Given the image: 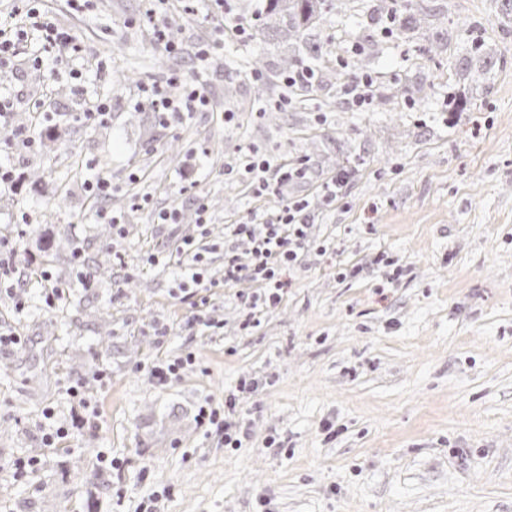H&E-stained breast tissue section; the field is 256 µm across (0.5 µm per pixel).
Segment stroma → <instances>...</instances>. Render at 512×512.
Returning <instances> with one entry per match:
<instances>
[{
	"label": "stroma",
	"mask_w": 512,
	"mask_h": 512,
	"mask_svg": "<svg viewBox=\"0 0 512 512\" xmlns=\"http://www.w3.org/2000/svg\"><path fill=\"white\" fill-rule=\"evenodd\" d=\"M376 5L351 0L321 32L335 57L355 44L369 54L380 89H409L362 111L332 86L283 93L288 40L254 30L210 59V111L159 124L133 95L191 73L213 38L177 0L158 24L180 54H163L154 25L138 24L142 0L78 10L54 0L50 21L86 50L82 77H70L77 62L64 51L55 72L33 67L26 45L0 70L11 98L0 143L30 126L36 103L53 115L95 95L112 103L107 123L67 120L65 144L12 156L21 172L44 176L0 194L11 268L52 274L66 311L57 317L32 287L21 290L23 311L0 298V325L22 334L0 349V460L42 463L32 478L0 475V512H512V17L500 0H423L425 36L407 44L382 34ZM475 42L491 64L473 62L461 77L454 65ZM257 57L269 66L260 85L250 80ZM247 144L288 164L307 160L308 178L282 193L307 204L316 245L252 324L257 290L225 286L220 248L208 256L213 286L201 310L177 288L180 266L144 263L198 239L196 196L219 244L225 225L273 209L225 171ZM348 167L342 199L325 205L322 183ZM102 171L118 186L102 208L125 224V259L88 286L75 249L102 259L113 244L86 190ZM171 207L179 223H157ZM157 322L168 335H152ZM189 353L196 361L177 379L151 375L152 363ZM99 367L107 386L93 379ZM244 379L257 383L235 414L248 437L227 448L198 426L197 409L223 403ZM68 385L98 399L99 424L45 447L38 418L66 407ZM102 451L113 471H103Z\"/></svg>",
	"instance_id": "stroma-1"
}]
</instances>
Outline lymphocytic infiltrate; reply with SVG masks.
<instances>
[{
    "instance_id": "f902f5d3",
    "label": "lymphocytic infiltrate",
    "mask_w": 512,
    "mask_h": 512,
    "mask_svg": "<svg viewBox=\"0 0 512 512\" xmlns=\"http://www.w3.org/2000/svg\"><path fill=\"white\" fill-rule=\"evenodd\" d=\"M38 0H17L10 17L0 18V69L9 67L19 45L38 40L39 48L31 61L35 67H48L56 47L65 46L72 56L82 57L83 47L72 38L41 19ZM138 101L151 106L163 124L182 121L193 113L206 111L209 99L193 79L173 76L167 87L144 85L138 91ZM307 166H290L278 163L273 157L247 149L237 165V172L252 188L255 196L275 198L276 214L263 222L249 219L233 225V239L244 238L251 244L248 262H241L232 242L224 246V282L235 285L246 282L259 287L257 297L262 305L281 301L288 286L287 272L300 262L302 255L311 248L307 229L312 216L306 204L291 201L277 194L279 185L306 175ZM235 399H226L218 405L205 399L199 409L197 421L205 426L208 434L221 440L225 447L238 448L247 432L240 424L229 421L235 412Z\"/></svg>"
}]
</instances>
